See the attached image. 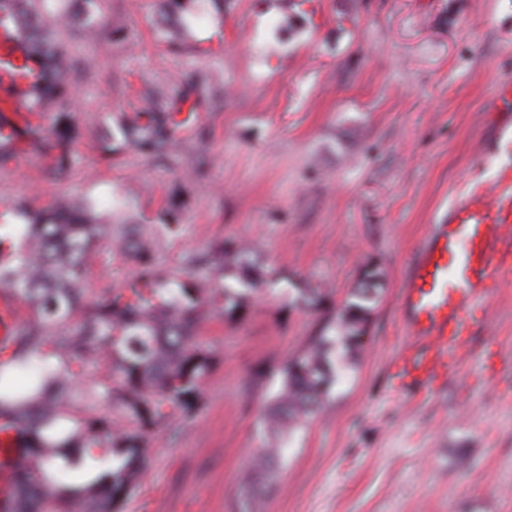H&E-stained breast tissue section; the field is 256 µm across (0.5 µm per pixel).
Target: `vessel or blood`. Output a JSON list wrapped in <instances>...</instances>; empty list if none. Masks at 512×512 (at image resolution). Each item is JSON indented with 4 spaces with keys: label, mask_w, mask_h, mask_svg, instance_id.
Here are the masks:
<instances>
[{
    "label": "vessel or blood",
    "mask_w": 512,
    "mask_h": 512,
    "mask_svg": "<svg viewBox=\"0 0 512 512\" xmlns=\"http://www.w3.org/2000/svg\"><path fill=\"white\" fill-rule=\"evenodd\" d=\"M492 190L476 186L430 225L402 288L407 341L390 371L404 393L433 391L457 369L459 353L484 329L487 300L512 277V124L496 128ZM20 450L17 432H0V486Z\"/></svg>",
    "instance_id": "1"
}]
</instances>
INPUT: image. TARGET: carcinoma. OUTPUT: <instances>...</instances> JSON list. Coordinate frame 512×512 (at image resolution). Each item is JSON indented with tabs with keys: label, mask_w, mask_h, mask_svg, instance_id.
Here are the masks:
<instances>
[{
	"label": "carcinoma",
	"mask_w": 512,
	"mask_h": 512,
	"mask_svg": "<svg viewBox=\"0 0 512 512\" xmlns=\"http://www.w3.org/2000/svg\"><path fill=\"white\" fill-rule=\"evenodd\" d=\"M60 0H0V26L23 40L22 67L35 81L25 111L52 115V129L25 121L21 131L0 128V167L22 152L45 162L48 177L77 163L73 143L74 94L67 78L80 62L61 51L42 14ZM152 109L121 122V147L151 159L162 157L186 121L153 91ZM27 218L13 260H0V291L27 310L13 334L12 353L0 361L33 382L14 394L0 393V430L24 438L12 464L8 512H112L132 496L143 473L152 436L197 403L210 371L212 349L200 334L214 311L233 312L251 299L260 280L240 243L219 242L191 253L180 268L159 262L162 235L175 237L180 212L158 216L159 228L140 232L114 224L91 198L58 197L36 214L19 202ZM113 237L112 257L130 260L135 276L108 298L85 304L90 263ZM370 278L358 283L344 306L324 315L308 346L282 367L284 381L267 406L265 429L274 442L263 448L255 470L269 478L284 460V446L316 415L342 379L337 356L357 350L366 332ZM327 300L320 288L296 289L295 303L317 311ZM89 363L104 371L73 397L72 383Z\"/></svg>",
	"instance_id": "carcinoma-1"
}]
</instances>
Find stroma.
I'll use <instances>...</instances> for the list:
<instances>
[{"label":"stroma","instance_id":"stroma-1","mask_svg":"<svg viewBox=\"0 0 512 512\" xmlns=\"http://www.w3.org/2000/svg\"><path fill=\"white\" fill-rule=\"evenodd\" d=\"M93 10L97 38L66 39L88 65L72 80L79 163L55 178L27 154L0 167V222L15 223L16 202L45 210L70 195L150 225L177 184L182 231L160 243L167 264L235 240L275 277L245 309L205 318L214 351L201 401L153 436L116 512H512V282L444 391L389 385L399 293L428 227L492 178L472 155L508 120L487 105L512 82V0H185L173 47L156 36L161 0ZM205 78L214 89L168 161L126 150L102 161L112 122L148 108L155 87L174 97ZM368 269L377 295L346 377L273 480L248 489L281 367L320 322L295 306L296 289L322 288L339 307ZM134 270L103 252L90 297Z\"/></svg>","mask_w":512,"mask_h":512}]
</instances>
